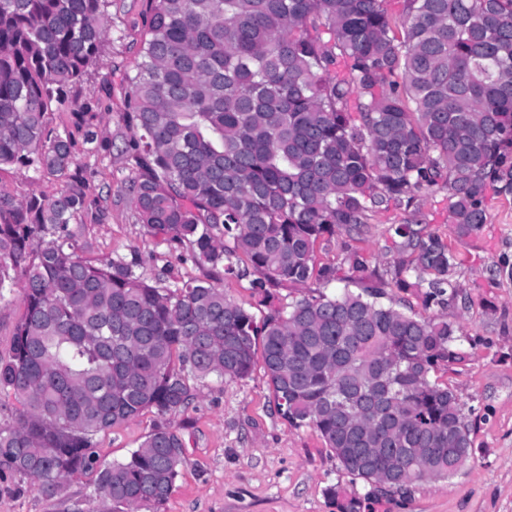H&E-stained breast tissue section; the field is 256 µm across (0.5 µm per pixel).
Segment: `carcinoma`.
Here are the masks:
<instances>
[{
	"label": "carcinoma",
	"mask_w": 512,
	"mask_h": 512,
	"mask_svg": "<svg viewBox=\"0 0 512 512\" xmlns=\"http://www.w3.org/2000/svg\"><path fill=\"white\" fill-rule=\"evenodd\" d=\"M102 2L0 0V170L61 183L52 197L0 191V299L23 284L0 356V470L48 497L90 472L101 512H159L186 462L166 420L196 384L247 378L259 353L277 413L353 479L402 490L456 473L473 439L435 377L463 361V328L445 315L462 296L448 244L416 228L415 209L391 225L388 279L365 274L357 251L350 276L316 268L314 252L427 193L446 194L468 237L489 189L512 194V0H402L396 17L387 0H149L141 62L122 77L140 166L130 191L150 235L210 267L188 281L149 280L135 256H82L85 183L71 134L50 124L78 106L69 92L107 34ZM242 277L248 308L221 286ZM313 278L346 286L286 303L271 292ZM146 410L163 423L99 464L96 437Z\"/></svg>",
	"instance_id": "carcinoma-1"
}]
</instances>
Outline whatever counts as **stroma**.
I'll list each match as a JSON object with an SVG mask.
<instances>
[{
  "mask_svg": "<svg viewBox=\"0 0 512 512\" xmlns=\"http://www.w3.org/2000/svg\"><path fill=\"white\" fill-rule=\"evenodd\" d=\"M108 33L103 53L72 91L79 111L54 112L52 127L71 132L80 159L88 207L83 215L87 260L138 255L148 277L167 272L179 280L205 278L208 268L186 261L184 248L148 234L127 190L137 168L124 148L131 132L124 73L140 62V40L148 21L146 0H105ZM93 116L112 149L88 153L79 112ZM416 206L426 231L442 237L456 257L454 279L467 305L447 309L462 325L461 363L440 378L455 392L471 428L473 454L454 476L417 481L403 492L377 491L352 480L311 429L291 427L276 411L263 364L243 380H207L172 428L185 440L187 462L161 512H512V195L488 193L487 222L460 237L448 217V201L437 193ZM404 211L372 220L359 238L338 234L317 244L315 265L340 266L351 251L369 268L386 272L399 253L390 227ZM150 411L100 434V462L127 459L159 424ZM93 478L73 476L58 496L38 493L29 480L0 472V512H97Z\"/></svg>",
  "mask_w": 512,
  "mask_h": 512,
  "instance_id": "obj_1",
  "label": "stroma"
}]
</instances>
